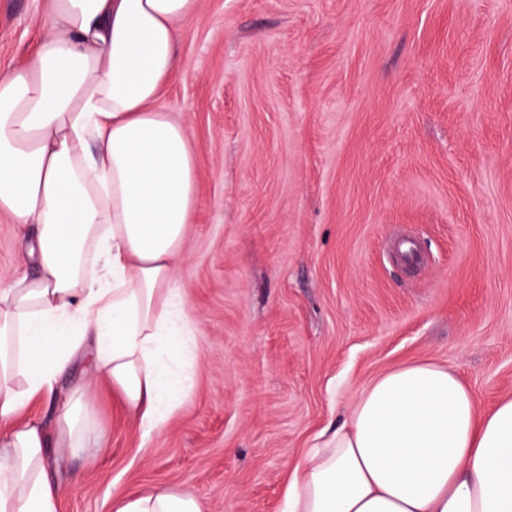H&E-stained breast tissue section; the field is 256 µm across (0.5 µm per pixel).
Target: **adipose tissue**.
Segmentation results:
<instances>
[{
	"instance_id": "adipose-tissue-1",
	"label": "adipose tissue",
	"mask_w": 512,
	"mask_h": 512,
	"mask_svg": "<svg viewBox=\"0 0 512 512\" xmlns=\"http://www.w3.org/2000/svg\"><path fill=\"white\" fill-rule=\"evenodd\" d=\"M199 0H49L27 61L0 76V214L33 226V272L0 282V512H57L50 452L83 447L88 384L59 396L80 357L140 424L162 427L182 391L175 258L196 208L195 150L159 104L180 24ZM51 397L54 425L25 416ZM292 469L284 512H512V398L479 412L448 367L374 377ZM115 512H203L186 493Z\"/></svg>"
}]
</instances>
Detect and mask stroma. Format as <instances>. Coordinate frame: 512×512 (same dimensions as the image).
Listing matches in <instances>:
<instances>
[{"label": "stroma", "instance_id": "obj_1", "mask_svg": "<svg viewBox=\"0 0 512 512\" xmlns=\"http://www.w3.org/2000/svg\"><path fill=\"white\" fill-rule=\"evenodd\" d=\"M46 0H0V75ZM160 103L197 156L171 286L194 328L166 423L98 385L58 512L155 490L282 512L288 469L397 366L512 397V0H199ZM426 253L412 271L386 242ZM0 215V276L25 271Z\"/></svg>", "mask_w": 512, "mask_h": 512}]
</instances>
